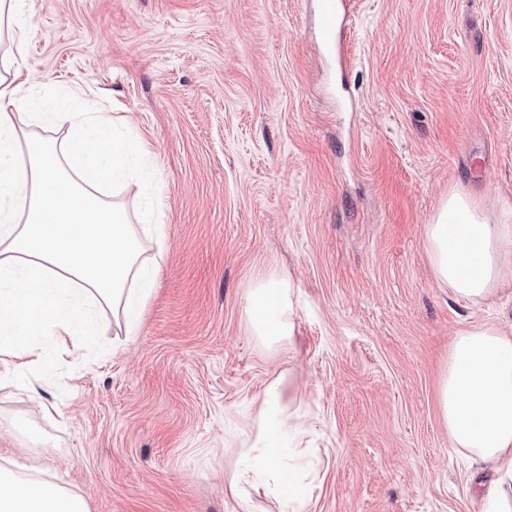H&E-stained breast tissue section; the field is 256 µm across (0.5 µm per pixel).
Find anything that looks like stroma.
<instances>
[{"label": "stroma", "mask_w": 512, "mask_h": 512, "mask_svg": "<svg viewBox=\"0 0 512 512\" xmlns=\"http://www.w3.org/2000/svg\"><path fill=\"white\" fill-rule=\"evenodd\" d=\"M29 3L41 86L145 146L102 197L134 223L159 200L165 257L136 335L51 343L41 407L0 353V455L90 512H278L264 482L226 485L273 386L307 512H479L438 386L458 331H512V280L456 297L426 231L452 190L492 217L512 196V0H354L334 50L319 0ZM263 271L293 302L272 347L245 316Z\"/></svg>", "instance_id": "obj_1"}]
</instances>
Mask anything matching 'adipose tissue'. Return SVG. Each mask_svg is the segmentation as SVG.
Here are the masks:
<instances>
[{"mask_svg":"<svg viewBox=\"0 0 512 512\" xmlns=\"http://www.w3.org/2000/svg\"><path fill=\"white\" fill-rule=\"evenodd\" d=\"M26 0H0V350L14 369L33 377L57 332L72 339L75 357L96 345L106 319L135 335L148 301V283L164 255L160 204L144 225L98 194L107 182L133 177L127 147L117 135L121 118L75 112L81 91L41 100L27 113L29 125L65 128L64 138L20 134L16 107L30 100L36 83L18 66L28 42ZM491 221L480 202L451 191L427 229L436 279L463 299H485L512 279V200L498 202ZM151 263H144L146 246ZM246 315L253 335L276 345L292 333L288 286L271 273L256 275ZM438 408L454 449L485 465L492 479L482 497L484 512H512V336L492 326L463 330L452 341L438 391ZM266 440L233 471L228 488L241 496L251 477L264 478L280 496L282 512H305L302 493H289L276 434L285 421L276 390H269L260 421ZM0 512H89L77 493L29 476L16 462L0 465Z\"/></svg>","mask_w":512,"mask_h":512,"instance_id":"adipose-tissue-1","label":"adipose tissue"}]
</instances>
